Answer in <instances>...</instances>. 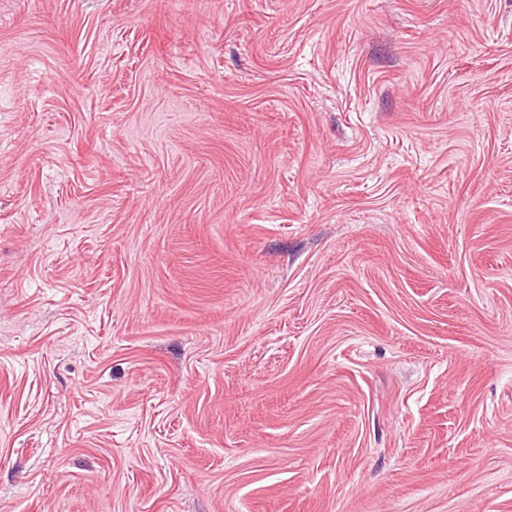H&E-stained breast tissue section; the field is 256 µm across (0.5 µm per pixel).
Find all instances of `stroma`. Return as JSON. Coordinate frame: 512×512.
<instances>
[{"label":"stroma","mask_w":512,"mask_h":512,"mask_svg":"<svg viewBox=\"0 0 512 512\" xmlns=\"http://www.w3.org/2000/svg\"><path fill=\"white\" fill-rule=\"evenodd\" d=\"M0 512H512V0H0Z\"/></svg>","instance_id":"obj_1"}]
</instances>
